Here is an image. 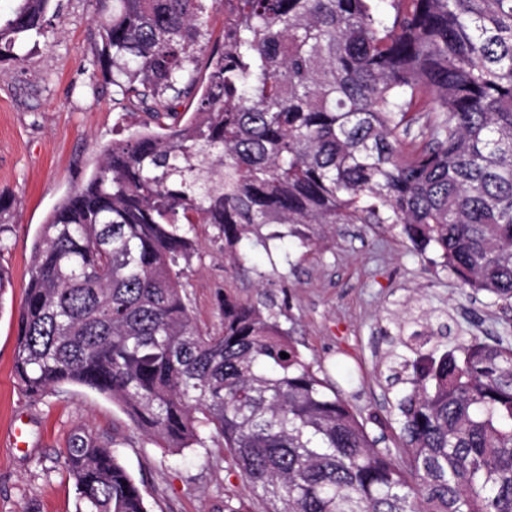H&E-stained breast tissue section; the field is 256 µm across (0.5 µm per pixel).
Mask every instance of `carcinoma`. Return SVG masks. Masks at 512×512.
Listing matches in <instances>:
<instances>
[{
	"mask_svg": "<svg viewBox=\"0 0 512 512\" xmlns=\"http://www.w3.org/2000/svg\"><path fill=\"white\" fill-rule=\"evenodd\" d=\"M16 2L0 59L20 62L53 0ZM375 2L95 0L94 70L147 120L41 226L15 377L34 401L95 390L171 453L222 441L264 512H512V344L412 332L386 366L404 388L380 449L272 311L226 296L204 328L181 281L195 224L235 267L384 224L512 310V0ZM58 463L77 512H148L109 442L78 430Z\"/></svg>",
	"mask_w": 512,
	"mask_h": 512,
	"instance_id": "cac0c4a2",
	"label": "carcinoma"
}]
</instances>
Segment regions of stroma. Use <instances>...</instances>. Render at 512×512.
<instances>
[{
	"label": "stroma",
	"mask_w": 512,
	"mask_h": 512,
	"mask_svg": "<svg viewBox=\"0 0 512 512\" xmlns=\"http://www.w3.org/2000/svg\"><path fill=\"white\" fill-rule=\"evenodd\" d=\"M95 27L92 0H61L25 60L0 61V196L11 203L13 226L1 261L9 283L0 293V512H76V488L58 458L79 426L114 440L149 512H214L225 497L242 512H258L219 443L171 454L94 390L68 385L32 402L17 385L18 316L40 228L99 148L144 119L116 103L111 84L93 77ZM195 231L202 255L184 266L182 280L198 323L218 325L221 293L271 305L307 360L325 369L384 446L396 445L389 426L396 411L384 396L380 356L399 327L433 331L442 342H512V314L484 295L464 294L437 253L417 255L399 230L339 224L312 247L292 239L269 252L255 249L246 274L231 269L209 225ZM258 268L274 271L273 287L257 286Z\"/></svg>",
	"instance_id": "35a3bbf8"
}]
</instances>
